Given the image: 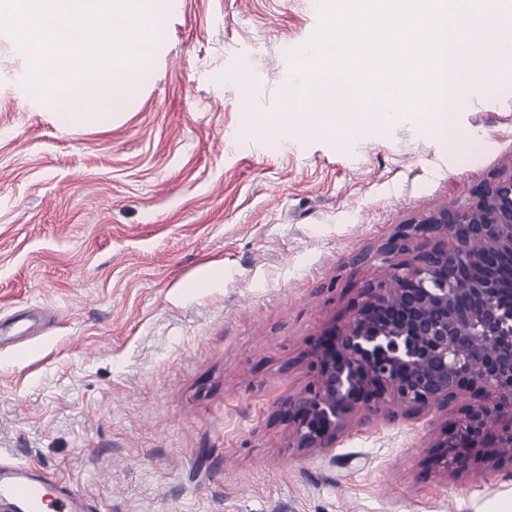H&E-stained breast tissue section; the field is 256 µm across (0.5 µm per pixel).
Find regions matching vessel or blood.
I'll return each mask as SVG.
<instances>
[{
  "mask_svg": "<svg viewBox=\"0 0 512 512\" xmlns=\"http://www.w3.org/2000/svg\"><path fill=\"white\" fill-rule=\"evenodd\" d=\"M0 501L11 512H83V494L71 487L51 488L48 479L30 465L16 462L0 465Z\"/></svg>",
  "mask_w": 512,
  "mask_h": 512,
  "instance_id": "1",
  "label": "vessel or blood"
}]
</instances>
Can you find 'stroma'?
I'll use <instances>...</instances> for the list:
<instances>
[{"label":"stroma","mask_w":512,"mask_h":512,"mask_svg":"<svg viewBox=\"0 0 512 512\" xmlns=\"http://www.w3.org/2000/svg\"><path fill=\"white\" fill-rule=\"evenodd\" d=\"M320 19L312 0H173L133 107L68 127L0 32V321L52 315L0 347V462L85 512H512V465L438 461L464 401L360 415L331 448L292 437L283 404L387 277L377 248L512 173V75L460 113L464 159L414 106L357 141L267 135Z\"/></svg>","instance_id":"stroma-1"}]
</instances>
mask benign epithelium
<instances>
[{"label":"benign epithelium","mask_w":512,"mask_h":512,"mask_svg":"<svg viewBox=\"0 0 512 512\" xmlns=\"http://www.w3.org/2000/svg\"><path fill=\"white\" fill-rule=\"evenodd\" d=\"M419 239L435 244L415 253ZM378 252L389 277L311 353L314 380L285 401L296 447L331 448L356 415L391 402L416 415L468 395L443 432V468L466 471L465 448L493 470L512 463V290L496 273L512 269V174L472 205L401 225Z\"/></svg>","instance_id":"obj_1"}]
</instances>
